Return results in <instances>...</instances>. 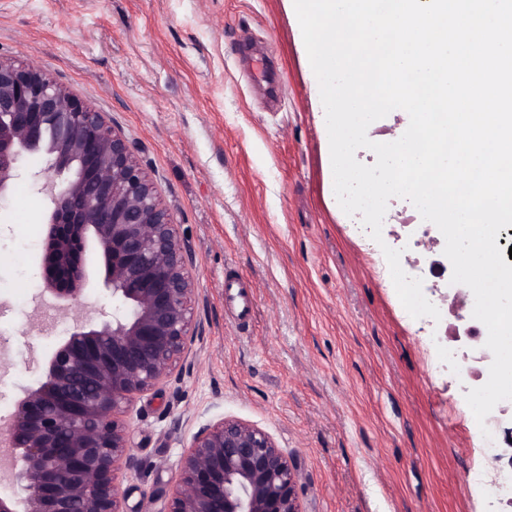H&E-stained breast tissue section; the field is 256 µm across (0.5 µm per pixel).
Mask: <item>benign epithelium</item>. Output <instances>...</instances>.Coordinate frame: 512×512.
Wrapping results in <instances>:
<instances>
[{
	"mask_svg": "<svg viewBox=\"0 0 512 512\" xmlns=\"http://www.w3.org/2000/svg\"><path fill=\"white\" fill-rule=\"evenodd\" d=\"M28 157L44 165L24 171ZM23 175L45 199V291L62 310L79 307L99 260L112 313L76 324L0 419V466L21 490L0 495V512H126L124 417L196 336L191 252L102 113L42 67L0 56V199ZM299 482L269 433L223 417L185 449L167 512H303Z\"/></svg>",
	"mask_w": 512,
	"mask_h": 512,
	"instance_id": "benign-epithelium-1",
	"label": "benign epithelium"
}]
</instances>
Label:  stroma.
<instances>
[{"instance_id":"obj_1","label":"stroma","mask_w":512,"mask_h":512,"mask_svg":"<svg viewBox=\"0 0 512 512\" xmlns=\"http://www.w3.org/2000/svg\"><path fill=\"white\" fill-rule=\"evenodd\" d=\"M0 55L41 66L135 145L192 249L197 334L127 413V512H166L184 449L222 416L272 435L304 512H490L499 462L371 259L382 242L428 256V239L407 200L391 199L379 243L337 207L293 0H0ZM43 212L25 177L0 202V418L112 306L95 263L82 307L39 324Z\"/></svg>"}]
</instances>
